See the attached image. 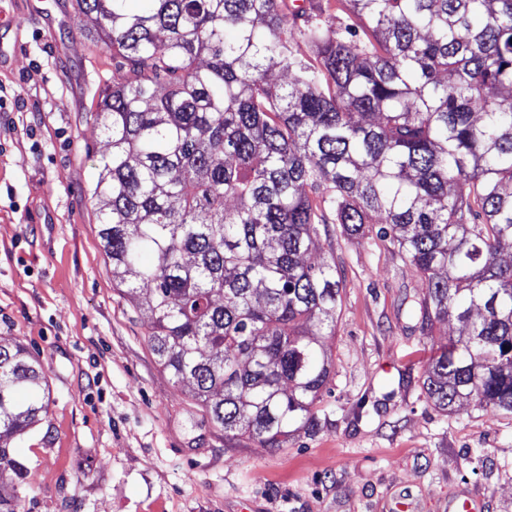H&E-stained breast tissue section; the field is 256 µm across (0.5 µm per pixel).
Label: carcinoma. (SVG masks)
Returning a JSON list of instances; mask_svg holds the SVG:
<instances>
[{
  "label": "carcinoma",
  "instance_id": "obj_1",
  "mask_svg": "<svg viewBox=\"0 0 512 512\" xmlns=\"http://www.w3.org/2000/svg\"><path fill=\"white\" fill-rule=\"evenodd\" d=\"M75 2L112 50L88 189L103 251L215 427L285 448L313 423L341 286L304 256L329 220L379 224L424 278L423 335L463 325L430 363L434 405L512 417V0H348L332 34L312 0ZM45 385L22 344L0 345V439L47 412ZM6 467L0 512H20L27 467L0 445Z\"/></svg>",
  "mask_w": 512,
  "mask_h": 512
}]
</instances>
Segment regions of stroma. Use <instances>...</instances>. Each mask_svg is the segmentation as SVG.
Segmentation results:
<instances>
[{
	"label": "stroma",
	"instance_id": "stroma-1",
	"mask_svg": "<svg viewBox=\"0 0 512 512\" xmlns=\"http://www.w3.org/2000/svg\"><path fill=\"white\" fill-rule=\"evenodd\" d=\"M0 344L23 343L49 406L21 438L25 512H448L459 492L512 512V418L445 414L423 383L457 322L421 335L415 269L372 236L323 224L309 263L341 280L332 364L310 430L287 447L225 437L148 344L135 293L116 288L86 189L104 141L94 112L112 53L74 0H0Z\"/></svg>",
	"mask_w": 512,
	"mask_h": 512
}]
</instances>
